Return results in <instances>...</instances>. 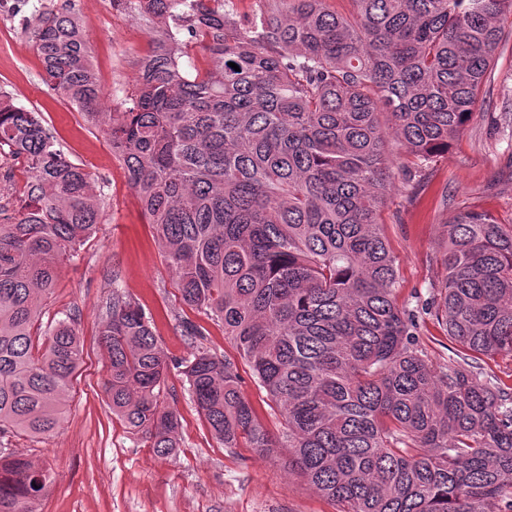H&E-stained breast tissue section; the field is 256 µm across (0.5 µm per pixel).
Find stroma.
<instances>
[{
  "mask_svg": "<svg viewBox=\"0 0 512 512\" xmlns=\"http://www.w3.org/2000/svg\"><path fill=\"white\" fill-rule=\"evenodd\" d=\"M74 2L88 24L101 106L119 111L142 58L155 46L156 28L139 14L136 0ZM0 90L16 104L41 112L65 156L83 165L95 191L104 195L101 223L78 257L61 266L41 314L46 325L70 314L77 318L83 363L68 393L67 412L51 435L9 438L11 447L53 474L38 512H336L289 469L287 456L262 459L247 448L220 447L180 370H170L161 393L180 419V446L172 455L155 454L142 435L113 416L103 388L107 359L99 330L117 282L151 317L169 357L184 362L208 351L230 359L265 427L277 435L284 426L223 325L181 302L175 273L121 162L78 108L44 84L22 16L13 11L0 13ZM462 209L512 224V35L495 54L467 129L421 177L396 181L381 213L396 260L398 303L416 312L419 344L436 361L455 350L424 305L446 276L444 225ZM189 323L203 326V335H186Z\"/></svg>",
  "mask_w": 512,
  "mask_h": 512,
  "instance_id": "obj_1",
  "label": "stroma"
}]
</instances>
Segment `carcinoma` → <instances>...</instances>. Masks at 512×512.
Returning <instances> with one entry per match:
<instances>
[{"instance_id":"cac0c4a2","label":"carcinoma","mask_w":512,"mask_h":512,"mask_svg":"<svg viewBox=\"0 0 512 512\" xmlns=\"http://www.w3.org/2000/svg\"><path fill=\"white\" fill-rule=\"evenodd\" d=\"M21 2L47 85L112 144L181 300L224 325L284 417L272 435L236 364L200 352L182 374L216 442L288 449L338 512H512V387L478 367L512 355V228L469 211L447 224L446 278L425 310L457 358L435 363L396 302L378 220L395 171L411 181L470 123L512 0H351L349 16L259 0L248 29L224 0H138L158 37L121 112L98 111L82 17ZM181 30L210 68L186 59ZM2 153L28 180L23 205H0V436L49 435L83 349L75 318L35 323L103 199L41 113L1 91ZM100 336L112 414L172 454L180 422L159 399L171 360L115 278ZM49 483L0 443V512H36Z\"/></svg>"}]
</instances>
